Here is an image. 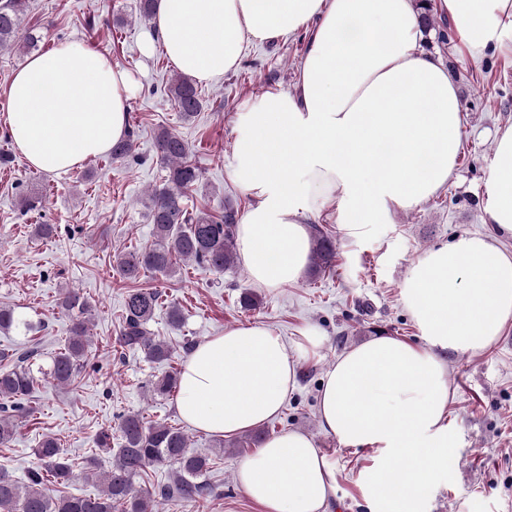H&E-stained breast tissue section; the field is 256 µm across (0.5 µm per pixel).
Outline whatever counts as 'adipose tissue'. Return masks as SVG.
Wrapping results in <instances>:
<instances>
[{"mask_svg": "<svg viewBox=\"0 0 512 512\" xmlns=\"http://www.w3.org/2000/svg\"><path fill=\"white\" fill-rule=\"evenodd\" d=\"M472 58L512 52V0H432ZM153 29L182 73L208 82L235 69L246 43L308 30L295 92L270 91L239 114L228 176L254 199L237 226L251 280L295 282L311 254L308 226L331 206L347 235L390 220L453 175L461 144L459 95L447 69L418 49L416 0H157ZM4 94L10 136L27 162L68 171L107 152L130 126L132 75L101 53L61 43L31 55ZM491 235H468L409 267L402 301L424 344L378 336L337 357L322 382L321 427L370 448L359 485L375 512H422L428 481L450 463L454 397L443 351L477 354L512 321V125L499 129L485 182ZM320 342L301 330L288 346L260 324L199 343L179 373L177 410L226 437L279 414L305 357ZM262 512H330L331 462L306 434L265 441L236 473Z\"/></svg>", "mask_w": 512, "mask_h": 512, "instance_id": "ef3b65f1", "label": "adipose tissue"}]
</instances>
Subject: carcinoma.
I'll return each instance as SVG.
<instances>
[{
    "instance_id": "cac0c4a2",
    "label": "carcinoma",
    "mask_w": 512,
    "mask_h": 512,
    "mask_svg": "<svg viewBox=\"0 0 512 512\" xmlns=\"http://www.w3.org/2000/svg\"><path fill=\"white\" fill-rule=\"evenodd\" d=\"M26 0L0 2V48L17 43L21 16ZM169 97L186 119L196 116L202 100L191 79L178 75L168 87ZM157 156L164 165V183L155 188L147 219L153 224L152 245L126 252L119 264L121 274L136 280L141 273L154 271L173 277L177 264L190 260L199 267L222 271L237 264L235 226L238 211L227 203L218 215L200 211L190 213L185 206L186 191L197 185L202 172L187 160L189 147L176 133L165 128L155 137ZM135 151L133 134L112 146L111 160H124ZM336 267V242L329 234L317 229L313 237L310 271L313 276L330 273ZM162 294L153 288H133L124 300L121 341L129 348L139 347L148 357L161 364L171 360L167 343L148 336L147 325L162 308ZM60 309L70 318V337L52 360L48 376L52 381L67 385L88 356L86 338L90 303L78 290L69 288L61 293ZM19 325L28 331L33 326L23 323L12 308L0 307V329ZM28 353L8 354L0 351V361L12 363V368L0 371V444L9 443L15 434L14 417L30 413L27 405L38 379L27 365ZM178 392V373L166 371L152 383L151 393L167 397ZM100 450L113 457L109 469L100 471L99 459L93 457L82 468L83 478L102 477L104 488L97 496L68 495L54 497L49 486L68 484L74 477V465L62 456L57 441L45 437L35 455L40 467L30 471L24 484L0 473V512H157L155 497L164 500L195 501L210 494L205 480L210 459L202 452L188 450V436L182 428L164 422L148 421L139 413L121 418L118 435L104 430L100 433ZM171 466L170 482L154 492L138 493L136 481L155 463Z\"/></svg>"
}]
</instances>
